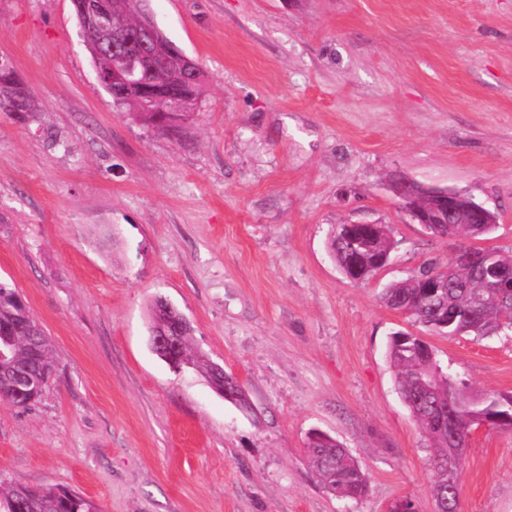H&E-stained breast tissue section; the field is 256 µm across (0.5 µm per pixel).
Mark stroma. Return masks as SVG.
<instances>
[{
    "mask_svg": "<svg viewBox=\"0 0 512 512\" xmlns=\"http://www.w3.org/2000/svg\"><path fill=\"white\" fill-rule=\"evenodd\" d=\"M205 74L180 139L114 106L72 0H0V58L38 112H0V281L53 348L27 410L0 403V483L65 487L101 512H434L431 442L401 397L391 336L425 337L476 392H512V333L430 334L385 286L460 241L409 223L405 179L494 210L512 250V0H149ZM387 225L389 264L346 279L335 225ZM249 410L148 345L155 296ZM336 439L365 494L313 477ZM459 512H512V430L474 431ZM314 475L322 488L340 498L356 499L367 487L357 461L328 435L315 433L307 444Z\"/></svg>",
    "mask_w": 512,
    "mask_h": 512,
    "instance_id": "obj_1",
    "label": "stroma"
}]
</instances>
